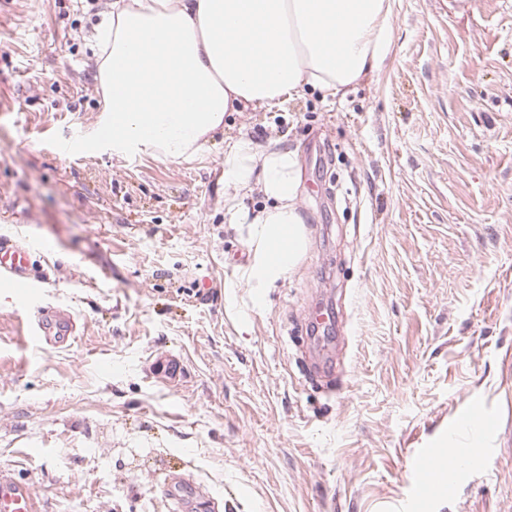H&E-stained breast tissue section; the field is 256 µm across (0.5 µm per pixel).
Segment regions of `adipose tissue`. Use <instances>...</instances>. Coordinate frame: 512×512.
Here are the masks:
<instances>
[{
  "label": "adipose tissue",
  "instance_id": "ef3b65f1",
  "mask_svg": "<svg viewBox=\"0 0 512 512\" xmlns=\"http://www.w3.org/2000/svg\"><path fill=\"white\" fill-rule=\"evenodd\" d=\"M93 38L113 150L177 160L196 153L225 113L307 87L346 94L379 68L393 30L390 0H112ZM224 179L229 221L247 232L243 278L258 294L306 252L298 153L237 139ZM255 192L267 205L254 212L241 200Z\"/></svg>",
  "mask_w": 512,
  "mask_h": 512
}]
</instances>
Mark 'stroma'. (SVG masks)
Wrapping results in <instances>:
<instances>
[{"mask_svg": "<svg viewBox=\"0 0 512 512\" xmlns=\"http://www.w3.org/2000/svg\"><path fill=\"white\" fill-rule=\"evenodd\" d=\"M111 3L0 0V237L77 323L40 348L0 287V467L41 512H169L155 474L219 512H411L408 461L439 443L423 512H512V0H393L372 77L226 113L181 160L100 135ZM241 137L297 151L308 236L257 306L224 210ZM316 303L345 323L331 386L288 341ZM473 408L486 429H454Z\"/></svg>", "mask_w": 512, "mask_h": 512, "instance_id": "obj_1", "label": "stroma"}]
</instances>
